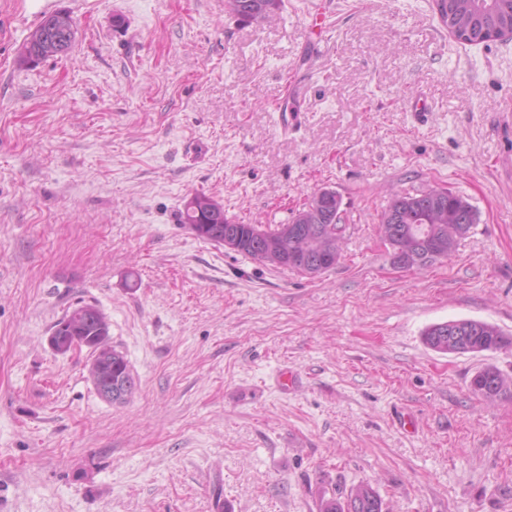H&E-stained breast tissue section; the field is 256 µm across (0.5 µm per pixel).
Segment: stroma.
Masks as SVG:
<instances>
[{
  "mask_svg": "<svg viewBox=\"0 0 512 512\" xmlns=\"http://www.w3.org/2000/svg\"><path fill=\"white\" fill-rule=\"evenodd\" d=\"M317 8L332 36L306 67ZM59 9L71 51L25 62ZM416 90L430 111H407ZM428 186L478 222L394 269L380 214ZM322 187L347 221L314 278L179 221L203 191L286 224ZM80 302L129 362L126 403L97 393L88 349L48 343ZM462 318L512 336V40L456 42L433 0H283L257 23L224 0H0V512H319L362 482L386 512H512V397L470 388L512 376V348L422 339Z\"/></svg>",
  "mask_w": 512,
  "mask_h": 512,
  "instance_id": "1",
  "label": "stroma"
}]
</instances>
